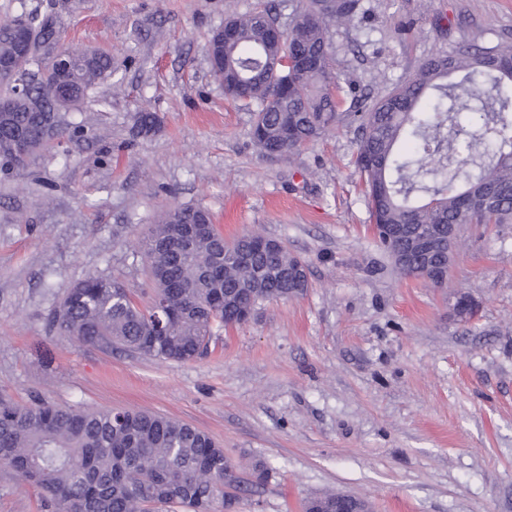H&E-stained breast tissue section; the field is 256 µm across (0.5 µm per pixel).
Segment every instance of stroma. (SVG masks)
<instances>
[{
    "mask_svg": "<svg viewBox=\"0 0 512 512\" xmlns=\"http://www.w3.org/2000/svg\"><path fill=\"white\" fill-rule=\"evenodd\" d=\"M299 0H0V20L54 10L64 45L111 53L82 112L85 139L0 171V398L125 409L196 427L234 465L232 512H302L344 493L372 512H512V224L463 234L444 287L396 271L368 230L356 131L293 162L263 155L252 112L225 99L205 57L225 18ZM333 35L345 100L377 97L427 55L512 35V0H363ZM157 128L130 140L136 112ZM210 210L225 239L284 241L305 295L258 304L172 362L50 332L86 273L148 289L141 239L174 204ZM480 317L457 320L454 292ZM0 512H55L0 467Z\"/></svg>",
    "mask_w": 512,
    "mask_h": 512,
    "instance_id": "35a3bbf8",
    "label": "stroma"
}]
</instances>
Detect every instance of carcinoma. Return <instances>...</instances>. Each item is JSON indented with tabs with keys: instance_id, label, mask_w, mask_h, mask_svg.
<instances>
[{
	"instance_id": "1",
	"label": "carcinoma",
	"mask_w": 512,
	"mask_h": 512,
	"mask_svg": "<svg viewBox=\"0 0 512 512\" xmlns=\"http://www.w3.org/2000/svg\"><path fill=\"white\" fill-rule=\"evenodd\" d=\"M361 0H306L298 32L277 39L265 6L225 25L224 64L213 67L224 96L244 109L257 106L252 139L270 158H291L301 147L348 122L358 132L355 166L365 187L370 220L385 224L377 245L406 276L423 274V260L398 229L435 231L437 252L448 260V225L512 224V38L469 45L423 59L377 99H354L341 110L331 34L354 20ZM30 33L46 53L61 33L51 13L31 17ZM17 30L0 21V57L16 50ZM303 56L314 66L273 72L266 61ZM112 76V55L95 52L63 87L31 57L19 79L27 89L0 84L13 110L0 113V147L28 135L37 157L55 142L85 137L84 121L67 119ZM477 100L475 123H461L465 101ZM157 115L137 113L132 136L146 135ZM210 227L188 249L180 226ZM245 233L231 242L202 206L175 205L160 217L144 244L150 302L139 306L116 278L89 273L76 281L48 316L51 332L85 344L184 362L207 351L214 330L244 323L243 313L263 301L286 300L305 290L283 275L306 264L282 241ZM0 465L43 490L57 512H152L179 505L209 512L228 508L224 483L232 466L202 431L179 421L129 410L78 411L47 403L18 406L0 400Z\"/></svg>"
}]
</instances>
